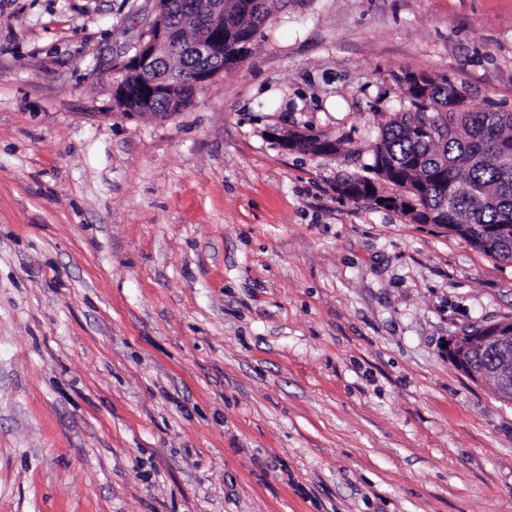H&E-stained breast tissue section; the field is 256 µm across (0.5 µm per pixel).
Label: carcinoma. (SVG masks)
<instances>
[{
  "label": "carcinoma",
  "mask_w": 512,
  "mask_h": 512,
  "mask_svg": "<svg viewBox=\"0 0 512 512\" xmlns=\"http://www.w3.org/2000/svg\"><path fill=\"white\" fill-rule=\"evenodd\" d=\"M276 0H224V67L241 61L239 42L252 39L273 16ZM203 61L178 47L157 59L156 69L179 75L175 96L153 101V112H180L197 94L190 72ZM427 100L409 102L381 125L369 172L388 162L390 183L422 186L424 214L419 224H460L455 235L496 260L512 262V234L491 229L512 226V161L501 160L497 145L512 147V112L494 107H449L457 88L447 76L428 77Z\"/></svg>",
  "instance_id": "1"
}]
</instances>
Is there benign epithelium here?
Here are the masks:
<instances>
[{"mask_svg":"<svg viewBox=\"0 0 512 512\" xmlns=\"http://www.w3.org/2000/svg\"><path fill=\"white\" fill-rule=\"evenodd\" d=\"M181 10H199L206 15V22L199 28L191 48L203 59H224V0H210L205 5L199 4L198 0H183ZM178 37V27L168 15V0H155L154 16L133 46V54L118 60L115 69L123 77L139 73L142 67L157 58L159 49L169 48ZM273 137L286 152L303 150V133L299 131L275 133ZM418 196V189L412 187L398 197L383 198L377 194L376 186H368L369 198L407 216L421 211ZM447 354L458 370L490 387L499 400L512 402L511 317L451 337Z\"/></svg>","mask_w":512,"mask_h":512,"instance_id":"benign-epithelium-1","label":"benign epithelium"}]
</instances>
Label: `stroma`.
I'll return each mask as SVG.
<instances>
[{
	"label": "stroma",
	"instance_id": "1",
	"mask_svg": "<svg viewBox=\"0 0 512 512\" xmlns=\"http://www.w3.org/2000/svg\"><path fill=\"white\" fill-rule=\"evenodd\" d=\"M153 15L0 0V512H512V405L444 349L512 316V263L336 192L405 72L512 110V0H278L128 118Z\"/></svg>",
	"mask_w": 512,
	"mask_h": 512
}]
</instances>
